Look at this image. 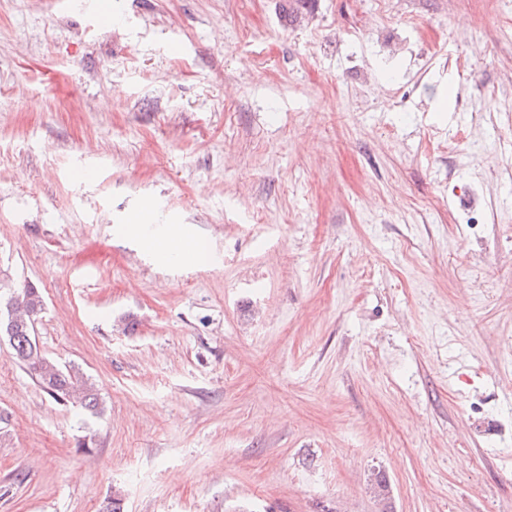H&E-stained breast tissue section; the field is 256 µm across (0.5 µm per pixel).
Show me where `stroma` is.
<instances>
[{"label": "stroma", "instance_id": "stroma-1", "mask_svg": "<svg viewBox=\"0 0 512 512\" xmlns=\"http://www.w3.org/2000/svg\"><path fill=\"white\" fill-rule=\"evenodd\" d=\"M279 2L0 0V512H512V0ZM148 246L164 253L171 262H179L182 260L183 254L195 251L194 241L178 234L162 241H149ZM7 307L13 310V322L10 325L9 344L14 359L26 366L31 377L41 389L56 403L62 405L76 404L89 417H100L104 408L94 384L89 378L79 375L71 365L41 355L35 344L33 324L43 313L44 303L41 291L33 284L13 288L2 301L0 293V311ZM11 336V337H8Z\"/></svg>", "mask_w": 512, "mask_h": 512}]
</instances>
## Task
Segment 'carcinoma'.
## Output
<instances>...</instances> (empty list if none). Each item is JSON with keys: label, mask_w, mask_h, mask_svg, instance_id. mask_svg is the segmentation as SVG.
Listing matches in <instances>:
<instances>
[{"label": "carcinoma", "mask_w": 512, "mask_h": 512, "mask_svg": "<svg viewBox=\"0 0 512 512\" xmlns=\"http://www.w3.org/2000/svg\"><path fill=\"white\" fill-rule=\"evenodd\" d=\"M311 0H286L282 6L284 18L295 22L307 13ZM13 310L10 325L9 344L16 362L26 366L31 377L56 403L77 405L88 416L99 417L104 408L94 384L79 375L71 365L41 355L32 346L33 324L43 313L44 303L41 291L33 284L15 288L0 300V310Z\"/></svg>", "instance_id": "cac0c4a2"}]
</instances>
